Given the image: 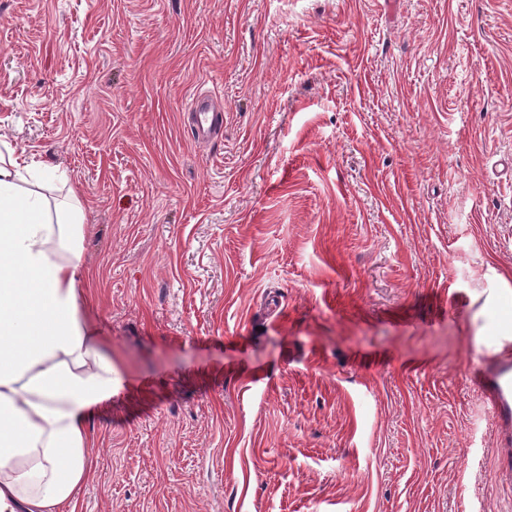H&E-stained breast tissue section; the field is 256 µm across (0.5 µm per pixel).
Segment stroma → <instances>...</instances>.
I'll return each mask as SVG.
<instances>
[{"label":"stroma","mask_w":512,"mask_h":512,"mask_svg":"<svg viewBox=\"0 0 512 512\" xmlns=\"http://www.w3.org/2000/svg\"><path fill=\"white\" fill-rule=\"evenodd\" d=\"M0 140L84 197L79 512H512V0H0ZM188 111L192 115L190 131L194 141L203 145L210 144L215 138L217 129H220L224 123L222 115L219 116L220 112L214 111L213 100L207 96L195 95ZM502 349L486 360L484 370L486 401L495 422L502 453L501 465L505 476H512V337L500 336Z\"/></svg>","instance_id":"35a3bbf8"}]
</instances>
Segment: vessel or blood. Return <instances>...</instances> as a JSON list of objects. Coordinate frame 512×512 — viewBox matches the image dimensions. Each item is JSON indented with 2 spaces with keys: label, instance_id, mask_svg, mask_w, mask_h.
Masks as SVG:
<instances>
[{
  "label": "vessel or blood",
  "instance_id": "vessel-or-blood-1",
  "mask_svg": "<svg viewBox=\"0 0 512 512\" xmlns=\"http://www.w3.org/2000/svg\"><path fill=\"white\" fill-rule=\"evenodd\" d=\"M188 111L192 117L191 134L195 142L207 145L223 122L206 96L193 97ZM502 349L486 362L484 370L486 401L495 422L503 449L501 465L512 476V338L502 337Z\"/></svg>",
  "mask_w": 512,
  "mask_h": 512
}]
</instances>
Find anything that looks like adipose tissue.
Returning a JSON list of instances; mask_svg holds the SVG:
<instances>
[{"label":"adipose tissue","mask_w":512,"mask_h":512,"mask_svg":"<svg viewBox=\"0 0 512 512\" xmlns=\"http://www.w3.org/2000/svg\"><path fill=\"white\" fill-rule=\"evenodd\" d=\"M55 168L0 153V512H76L92 406L117 391L82 313L84 204L49 202Z\"/></svg>","instance_id":"1"}]
</instances>
